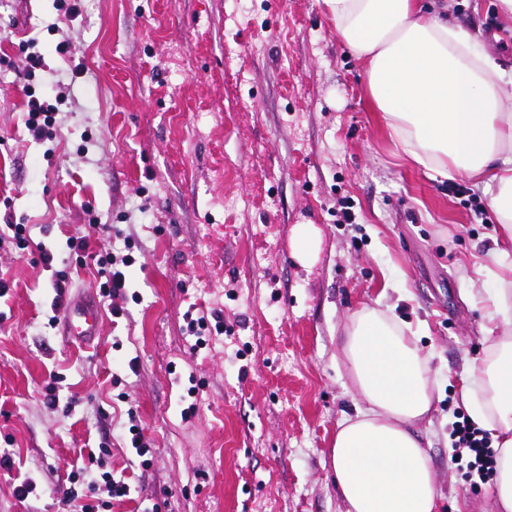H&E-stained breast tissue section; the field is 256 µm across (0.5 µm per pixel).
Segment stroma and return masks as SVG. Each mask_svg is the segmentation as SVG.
<instances>
[{"mask_svg":"<svg viewBox=\"0 0 512 512\" xmlns=\"http://www.w3.org/2000/svg\"><path fill=\"white\" fill-rule=\"evenodd\" d=\"M63 4L0 0V512H63L76 464L129 484L111 512H345L332 446L360 400L340 346L365 305L428 358L418 433L440 512H490L491 477L452 463L450 437L459 385L503 331L474 300L500 286L475 272L493 267L498 227L483 184L449 192L396 148L321 0H76L60 27ZM433 6L512 70L496 0ZM32 94L56 113L44 142L25 126ZM14 224L35 249L16 247ZM300 224L320 237L305 265ZM84 235L78 260L67 240ZM123 249L124 314L104 311L101 341L75 347L52 320L54 285L98 289L93 254ZM201 313L224 332L199 348L187 324Z\"/></svg>","mask_w":512,"mask_h":512,"instance_id":"stroma-1","label":"stroma"}]
</instances>
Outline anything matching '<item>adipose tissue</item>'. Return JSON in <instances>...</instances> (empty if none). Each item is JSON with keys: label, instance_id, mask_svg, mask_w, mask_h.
<instances>
[{"label": "adipose tissue", "instance_id": "obj_1", "mask_svg": "<svg viewBox=\"0 0 512 512\" xmlns=\"http://www.w3.org/2000/svg\"><path fill=\"white\" fill-rule=\"evenodd\" d=\"M337 36L365 64L367 89L414 163L474 176L501 224L495 260L512 276V76L426 0H323ZM341 352L362 405L332 448L345 512H437L436 475L417 433L432 411L428 360L414 337L372 307L355 312ZM459 399L496 451L493 506L512 512V329L492 337L486 364Z\"/></svg>", "mask_w": 512, "mask_h": 512}]
</instances>
